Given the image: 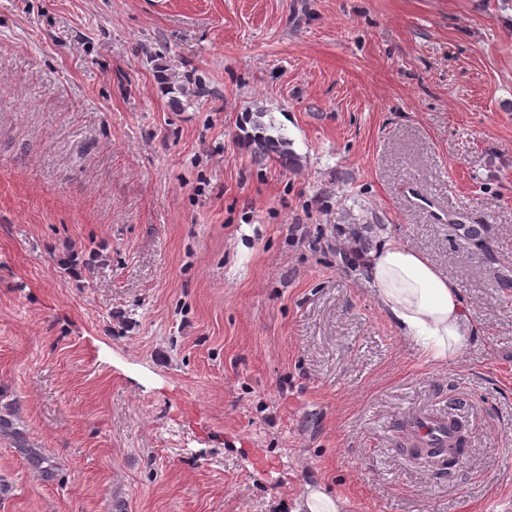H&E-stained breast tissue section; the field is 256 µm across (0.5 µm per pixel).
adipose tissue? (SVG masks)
<instances>
[{
	"label": "adipose tissue",
	"mask_w": 512,
	"mask_h": 512,
	"mask_svg": "<svg viewBox=\"0 0 512 512\" xmlns=\"http://www.w3.org/2000/svg\"><path fill=\"white\" fill-rule=\"evenodd\" d=\"M363 267L384 314L425 362L447 365L471 326L460 289L420 251L395 241L368 251Z\"/></svg>",
	"instance_id": "1"
}]
</instances>
